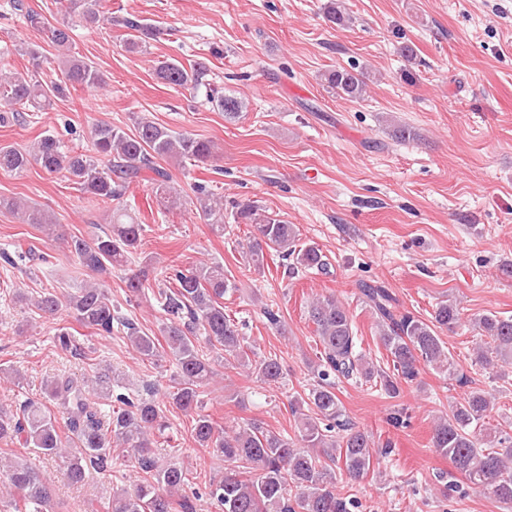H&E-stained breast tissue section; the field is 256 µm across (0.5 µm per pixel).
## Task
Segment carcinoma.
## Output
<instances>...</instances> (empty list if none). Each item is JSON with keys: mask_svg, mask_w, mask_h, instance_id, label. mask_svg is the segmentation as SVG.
Masks as SVG:
<instances>
[{"mask_svg": "<svg viewBox=\"0 0 512 512\" xmlns=\"http://www.w3.org/2000/svg\"><path fill=\"white\" fill-rule=\"evenodd\" d=\"M13 3L27 24L44 32L48 45L60 53V61L58 78L49 85L38 79L36 71L0 77V100L7 106V111L0 113L3 124H21L22 111L38 109L53 97L102 82L91 63L70 54V26L50 24L41 13L25 8L22 0ZM58 4L90 26L101 21L97 0H58ZM115 25L130 31V50L140 48L143 38L155 35L153 28L130 18H117ZM207 72L206 62L200 59L187 66L175 59L166 60L156 68L158 78L168 86L191 91L204 85ZM325 83L336 95L350 100L361 98L365 86L362 73L344 67L328 71ZM212 97L229 118L238 117L244 108L236 97L216 91ZM91 139V148L84 152L69 148L54 135L41 137L28 152L1 146L0 170L22 173L35 163L49 174L65 171L88 198L110 201L122 199L129 185L143 177L154 185L161 203L173 205L172 175L161 162L205 163L214 157L212 141L177 134L143 116L135 118L131 133L97 123ZM192 191L212 230L224 234V204L214 199L211 186L198 183ZM2 205L20 215L22 223L35 224L49 235L57 228L55 219L40 208L20 201L0 200ZM238 215L254 224V235L244 253L248 264L259 268L266 252L274 251L293 258L297 268L328 273V263L318 247L297 248L296 225L265 216L251 203L238 205ZM144 231L145 225L129 215L116 214L108 232L88 239L71 237L70 253L82 267L102 274L132 262L142 246ZM168 279L174 289L159 292L168 316L159 338L140 332L134 323L117 315L103 283L80 288L63 301L44 292L34 300L25 299V304L41 317L64 309L98 336L112 335L113 324L118 323L140 356L155 362L172 360L176 377L172 391L167 393L170 406L191 417V433L198 447L211 448L224 457V477L212 481L203 494L219 512H355L359 501L336 493V471L359 481L369 473L374 454L388 455L392 447L388 443L375 449L371 435L345 417L336 382L371 383L395 397L403 385L417 382L428 367L455 376L461 383L467 379L440 336L441 331L453 329L461 321L455 300L440 302L431 320L425 322L399 312L395 298L384 286L363 283L360 293L372 310L392 370L375 365L359 351L360 336L349 309L333 296L319 297L308 311L320 344L317 360L310 363L317 383L307 398L289 402L295 416L294 435L285 436L258 422L227 430L202 413V388L213 376L214 366L247 368L260 381L278 384L283 379V365L276 357L256 352L250 355L244 350L237 323L224 313L221 303L224 295L236 290L224 265H172ZM145 282L146 271L130 273L126 277L130 297L144 294ZM472 327L484 337L474 349L476 364L484 368L512 365V316L483 313L474 317ZM200 335L210 347L208 354L197 345ZM55 341L64 351L80 350L79 341L65 327L57 329ZM90 387L112 403L109 414L102 415L89 402ZM112 387L107 370L97 373L90 383L71 376L57 377L44 385L56 412L29 397L13 410L0 407V442L18 441L44 455L61 458L68 479L75 483L83 481L90 469H108L117 448L136 460L143 476L134 493L123 490L112 495V512H195L192 500L203 495L193 490L184 467L176 462L160 464L155 458L157 438L169 429L163 409L150 398L114 395ZM491 409V398L484 390H470L448 416L437 421L431 443L437 454L448 458L463 474L467 484L501 503L512 504V435L499 427L479 426ZM0 475V512H48L50 484L31 462L10 460L0 465Z\"/></svg>", "mask_w": 512, "mask_h": 512, "instance_id": "1", "label": "carcinoma"}]
</instances>
